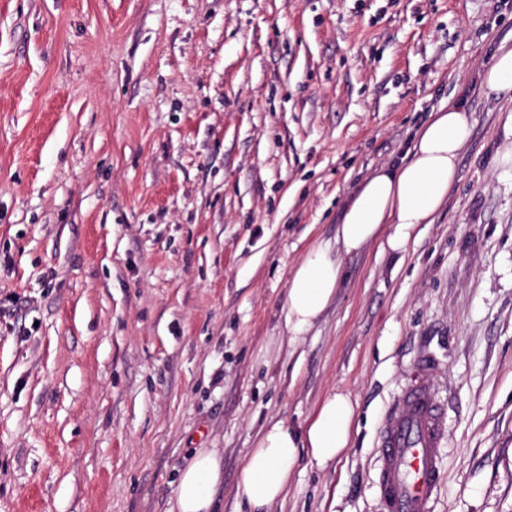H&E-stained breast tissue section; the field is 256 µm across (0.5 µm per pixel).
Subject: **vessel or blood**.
Wrapping results in <instances>:
<instances>
[{
  "label": "vessel or blood",
  "instance_id": "1",
  "mask_svg": "<svg viewBox=\"0 0 512 512\" xmlns=\"http://www.w3.org/2000/svg\"><path fill=\"white\" fill-rule=\"evenodd\" d=\"M434 370L430 359L420 360L380 427L378 487L383 512H433L446 429V409L430 382Z\"/></svg>",
  "mask_w": 512,
  "mask_h": 512
}]
</instances>
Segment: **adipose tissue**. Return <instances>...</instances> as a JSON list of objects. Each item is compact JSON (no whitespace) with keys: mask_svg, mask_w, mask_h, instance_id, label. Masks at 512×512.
<instances>
[{"mask_svg":"<svg viewBox=\"0 0 512 512\" xmlns=\"http://www.w3.org/2000/svg\"><path fill=\"white\" fill-rule=\"evenodd\" d=\"M471 134L466 108L452 105L432 113L415 135L407 156L380 167L352 195L335 245L311 246L288 279L283 324L291 342L310 331L335 300L340 253H356L379 236L392 250H404L421 224L433 223L459 178V158ZM355 408L349 397L328 396L301 427L279 420L265 425L243 461L240 487L251 512H267L282 498L302 461L325 466L350 444ZM224 481V460L216 448L193 449L178 471L170 512H219L216 491Z\"/></svg>","mask_w":512,"mask_h":512,"instance_id":"adipose-tissue-1","label":"adipose tissue"}]
</instances>
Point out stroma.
<instances>
[{"mask_svg":"<svg viewBox=\"0 0 512 512\" xmlns=\"http://www.w3.org/2000/svg\"><path fill=\"white\" fill-rule=\"evenodd\" d=\"M503 45L512 0H0V512H169L195 448L248 512L260 429L334 392L349 448L269 512H381L379 429L423 355L435 512H512V96L479 79ZM458 102L433 223L341 254L289 345L296 261Z\"/></svg>","mask_w":512,"mask_h":512,"instance_id":"obj_1","label":"stroma"}]
</instances>
